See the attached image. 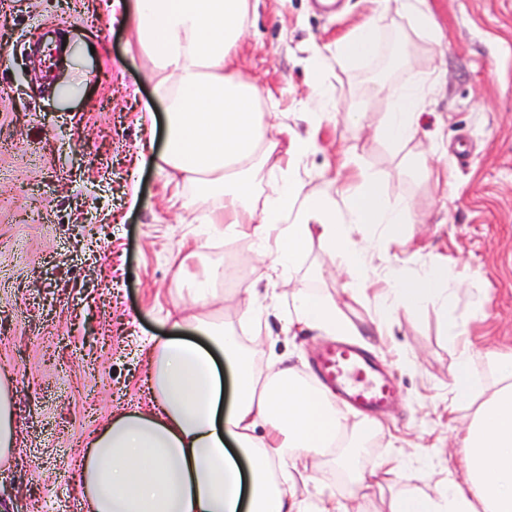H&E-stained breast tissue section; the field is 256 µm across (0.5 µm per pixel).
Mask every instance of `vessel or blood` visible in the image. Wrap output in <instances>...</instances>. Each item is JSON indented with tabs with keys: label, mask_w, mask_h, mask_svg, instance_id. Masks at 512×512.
<instances>
[{
	"label": "vessel or blood",
	"mask_w": 512,
	"mask_h": 512,
	"mask_svg": "<svg viewBox=\"0 0 512 512\" xmlns=\"http://www.w3.org/2000/svg\"><path fill=\"white\" fill-rule=\"evenodd\" d=\"M311 373L317 383L341 394L365 413H386L397 399V388L383 366L344 340L324 344L314 358Z\"/></svg>",
	"instance_id": "vessel-or-blood-1"
}]
</instances>
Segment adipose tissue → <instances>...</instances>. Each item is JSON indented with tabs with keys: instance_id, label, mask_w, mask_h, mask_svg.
<instances>
[{
	"instance_id": "obj_1",
	"label": "adipose tissue",
	"mask_w": 512,
	"mask_h": 512,
	"mask_svg": "<svg viewBox=\"0 0 512 512\" xmlns=\"http://www.w3.org/2000/svg\"><path fill=\"white\" fill-rule=\"evenodd\" d=\"M251 0H125L123 18L152 63L167 102L166 143L151 165L171 182L195 189L202 221L228 237L251 241L264 265L265 297L292 277L308 244L319 241L352 287L349 297L372 305L379 332L400 309H447L455 276L445 264L415 274L395 262L379 268L371 250L384 247L409 223L410 200H388L368 174L335 193L310 189L302 158L320 149L268 107L263 91L243 75L236 51ZM383 15L339 40L333 57L313 50L309 77L315 107L308 126L335 110L325 74L331 64L376 56ZM425 97L419 77L407 74L378 137L414 139ZM286 161L265 196L257 179L279 143ZM174 335L146 339L154 409L115 415L88 444L76 474L84 512H352L347 503L312 486L308 460L336 452L356 490L403 475V457L365 468L346 451L380 432L372 420L347 425V411L294 365L257 373L240 336L206 314L175 320ZM335 300L300 290L284 330L327 335L348 329ZM494 382L478 387L467 348L458 351L449 412L458 414L456 446L463 474L447 472L434 493L409 488L393 495L388 512H512V353L489 352ZM15 388L0 375V464L18 452ZM305 495H297V485Z\"/></svg>"
}]
</instances>
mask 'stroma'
<instances>
[{
    "label": "stroma",
    "mask_w": 512,
    "mask_h": 512,
    "mask_svg": "<svg viewBox=\"0 0 512 512\" xmlns=\"http://www.w3.org/2000/svg\"><path fill=\"white\" fill-rule=\"evenodd\" d=\"M113 0H0V372L15 382L19 453L0 469V512H71L74 478L90 435L111 416L147 408L149 357L143 338L169 336L174 307L205 312L274 357L309 369L327 339L285 336L293 288L336 299L358 328L356 342L386 363L399 388L362 457L407 456L403 488L432 491L460 470L445 402L454 386L456 332L474 343L470 372L487 384L490 350L512 351V0H427L435 33H415L390 9L377 56L333 67L336 118L317 132L321 149L300 173L335 192L347 158L375 177L389 199L409 198L405 246L377 253L407 272L448 263L456 285L447 312L398 310L391 343L374 333L373 309L351 304L348 279L312 243L260 336L246 335L249 286L263 267L245 238H210L189 189H176L141 156L164 146L161 101L148 61ZM378 7L377 0H257L237 50L244 72L270 92L299 132L313 102L305 67L313 47L334 45ZM432 72L415 139L375 136L390 93L407 69ZM447 169V183L420 178L411 158ZM198 256L177 265L183 241ZM211 265L218 298L201 305L188 285Z\"/></svg>",
    "instance_id": "1"
}]
</instances>
